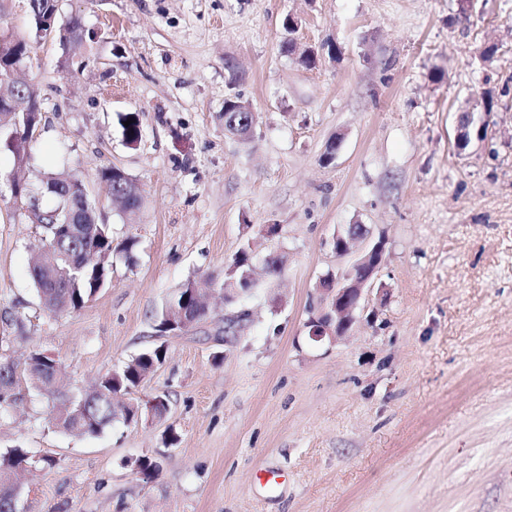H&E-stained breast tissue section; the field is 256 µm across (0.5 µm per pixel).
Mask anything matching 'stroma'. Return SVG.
Listing matches in <instances>:
<instances>
[{
  "label": "stroma",
  "mask_w": 512,
  "mask_h": 512,
  "mask_svg": "<svg viewBox=\"0 0 512 512\" xmlns=\"http://www.w3.org/2000/svg\"><path fill=\"white\" fill-rule=\"evenodd\" d=\"M75 13L96 34L81 54L30 49L43 119L26 175L40 192L43 171L75 174L115 241L137 246L81 310L44 311L39 229L5 194L0 151V359L20 393L0 450L54 461L22 476L19 512H512V91L475 109L512 75V0H61L59 20ZM327 42L334 57L300 62ZM231 94L257 114L250 139L224 128ZM466 112L487 136L461 150ZM112 166L140 188L133 215L98 178ZM352 224L366 237L337 254ZM378 243L349 330L312 341L323 279ZM248 245L250 294H213L200 324L157 335L174 292L223 282ZM155 347L164 360L133 397L162 396L166 415L96 437L51 427L25 370L50 353L78 393ZM145 455L160 465L147 481L132 468Z\"/></svg>",
  "instance_id": "1"
}]
</instances>
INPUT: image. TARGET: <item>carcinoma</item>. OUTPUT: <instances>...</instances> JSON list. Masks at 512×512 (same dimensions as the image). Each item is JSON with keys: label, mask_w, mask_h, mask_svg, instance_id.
I'll return each instance as SVG.
<instances>
[{"label": "carcinoma", "mask_w": 512, "mask_h": 512, "mask_svg": "<svg viewBox=\"0 0 512 512\" xmlns=\"http://www.w3.org/2000/svg\"><path fill=\"white\" fill-rule=\"evenodd\" d=\"M83 20L79 15L70 16L60 33L59 45L66 53L74 54L81 50L84 41L80 37ZM29 44L22 41L0 54V86L6 85L12 89L15 98L29 105L30 112H18L13 117L0 124V148L10 151L15 158V166L21 170L28 163V138L20 135L27 123L35 117V112L41 109L40 101L36 100L37 92L31 85H17L11 78L15 66L27 62ZM239 97H228L224 100V125L231 122L241 123L247 119V113L236 111ZM99 179L104 182L112 201L121 204V198L126 192L138 190L136 183L128 177L124 183H117L112 178V168L106 167L99 172ZM42 183L54 198V203L42 209L43 217L40 228L42 235L39 242V256L30 268V278L45 308L52 312H73L85 306L110 280L112 258L116 253H122L131 258L137 245L133 238L125 240L121 245H113L112 228L108 224H95L93 237L83 241V247L93 250L99 255L98 260L78 267L67 263L68 255L72 252L71 240L62 236L59 227L67 218V210L74 209L84 201L81 196L63 194V191L73 186L83 184L74 175L62 171L47 174ZM250 248L241 249L230 263L229 278L240 279L252 276L249 264ZM53 264L62 270L57 281L46 278L41 264ZM178 308L185 311V316L199 322L203 320L208 309L191 296L188 290L177 291L162 308L157 319L155 330L164 332V325L170 319V310ZM42 352L35 350L28 357V374L34 386L52 402L49 423L56 429H64L82 436H98L116 421L128 423V417L123 409L114 405L112 392H127L135 389L142 380V374L152 370L163 361L164 354L159 348L147 350L125 363L120 369L100 376L87 391L73 396H61L50 378V365L41 361ZM32 463L31 455L21 448H9L0 451V479L8 477L24 465Z\"/></svg>", "instance_id": "1"}]
</instances>
